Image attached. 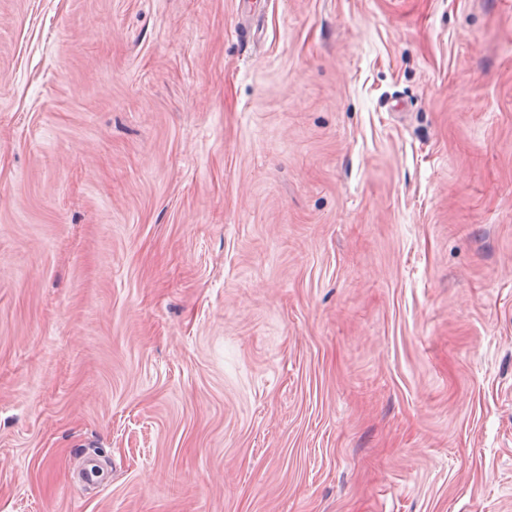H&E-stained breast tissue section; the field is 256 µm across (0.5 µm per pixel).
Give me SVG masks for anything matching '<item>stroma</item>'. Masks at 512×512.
<instances>
[{
    "mask_svg": "<svg viewBox=\"0 0 512 512\" xmlns=\"http://www.w3.org/2000/svg\"><path fill=\"white\" fill-rule=\"evenodd\" d=\"M0 512H512V0H0Z\"/></svg>",
    "mask_w": 512,
    "mask_h": 512,
    "instance_id": "35a3bbf8",
    "label": "stroma"
}]
</instances>
